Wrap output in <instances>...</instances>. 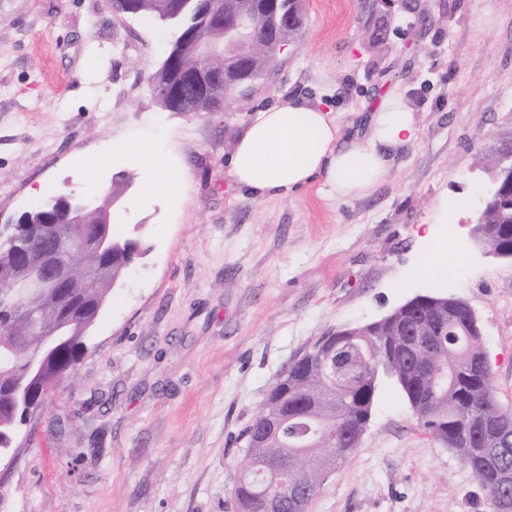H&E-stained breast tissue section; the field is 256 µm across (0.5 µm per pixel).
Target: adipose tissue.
Here are the masks:
<instances>
[{
  "label": "adipose tissue",
  "mask_w": 512,
  "mask_h": 512,
  "mask_svg": "<svg viewBox=\"0 0 512 512\" xmlns=\"http://www.w3.org/2000/svg\"><path fill=\"white\" fill-rule=\"evenodd\" d=\"M419 125L394 92L374 107L366 131L347 132L320 102L294 98L252 112L239 129L227 181L254 198H276L319 183L328 198L369 195L399 148L414 144Z\"/></svg>",
  "instance_id": "ef3b65f1"
}]
</instances>
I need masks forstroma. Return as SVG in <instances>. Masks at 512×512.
Masks as SVG:
<instances>
[{
	"mask_svg": "<svg viewBox=\"0 0 512 512\" xmlns=\"http://www.w3.org/2000/svg\"><path fill=\"white\" fill-rule=\"evenodd\" d=\"M303 21L247 97L170 112L148 79L174 29L108 0H0V225L119 186L113 230L146 250L0 460V512H233L238 436L280 374L322 337L418 294L470 304L494 398L512 409V262L469 238L493 183L477 147L512 129V0H303ZM388 91L419 139L369 196L337 202L313 184L263 199L226 183L250 112L301 97L362 130ZM132 140L165 150L178 192L143 196L156 169L121 152ZM428 234L464 248L441 285L416 270ZM308 512L492 508L386 379Z\"/></svg>",
	"mask_w": 512,
	"mask_h": 512,
	"instance_id": "stroma-1",
	"label": "stroma"
}]
</instances>
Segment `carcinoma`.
Segmentation results:
<instances>
[{
	"label": "carcinoma",
	"mask_w": 512,
	"mask_h": 512,
	"mask_svg": "<svg viewBox=\"0 0 512 512\" xmlns=\"http://www.w3.org/2000/svg\"><path fill=\"white\" fill-rule=\"evenodd\" d=\"M228 7V0H139V15L179 29L164 60L177 72L192 62L181 41L198 30L208 33L207 15ZM508 139L506 132L479 149V158L497 173L500 156L512 151ZM66 210L59 197L26 211L0 240V337L13 345L12 352L0 354V445L13 443L28 405L42 403L70 376L107 292L140 251L137 241L118 236L122 248L110 253L62 249L66 239H91L99 220L87 211L75 224L55 223ZM484 220L493 242L512 245V197L491 207ZM29 253L44 256L51 273H69L64 287H15ZM466 319L460 313L419 353L393 348L402 324L391 321L377 334L341 341L329 335L293 362L240 435L245 463L234 485L237 512H268L272 500L280 512H295L300 502H310L355 449L385 374L396 380L422 426L470 468L494 512H512V487L501 483L502 472L512 471V410L495 402L492 375L479 364L480 338L466 335ZM61 320L68 323V336L42 360L41 375L29 377L27 361L43 355L45 334Z\"/></svg>",
	"instance_id": "carcinoma-1"
}]
</instances>
